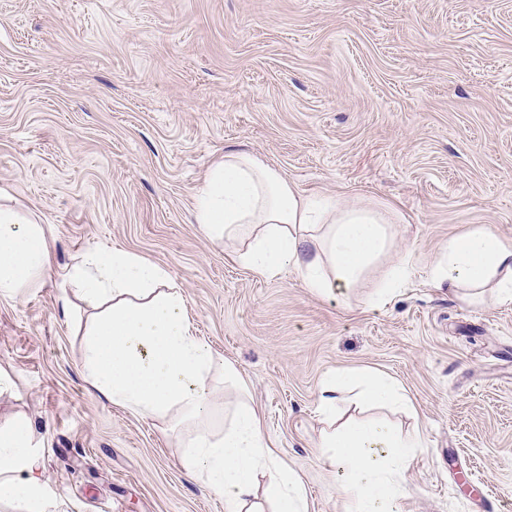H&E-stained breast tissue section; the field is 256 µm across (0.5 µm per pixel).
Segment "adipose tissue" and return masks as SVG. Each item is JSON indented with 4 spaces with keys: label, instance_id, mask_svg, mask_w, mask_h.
Segmentation results:
<instances>
[{
    "label": "adipose tissue",
    "instance_id": "obj_1",
    "mask_svg": "<svg viewBox=\"0 0 512 512\" xmlns=\"http://www.w3.org/2000/svg\"><path fill=\"white\" fill-rule=\"evenodd\" d=\"M195 221L214 240L234 247L251 271L274 278L295 273L313 293L354 287L391 246L390 225L400 214L372 204H343L298 191L278 170L253 155L229 150L209 168L196 195ZM50 267L44 225L0 208V296L22 299ZM434 282L453 292L490 287L498 302L512 301V242L482 227L449 240L431 265ZM91 311L85 327L83 368L90 387L131 413L164 418L177 413L192 427L175 450L182 470L224 500V512H308L305 488L284 472L262 420L239 400L222 434H215L213 372L239 385L236 369L196 335L182 294L160 265L115 249L89 251L64 274ZM387 407L404 403L388 377L343 369L328 377L318 405L332 419L346 390ZM322 447L342 479L345 512H402L405 473L423 445L378 420L328 427ZM0 502L16 512H57L43 478L41 446L29 421L0 428Z\"/></svg>",
    "mask_w": 512,
    "mask_h": 512
}]
</instances>
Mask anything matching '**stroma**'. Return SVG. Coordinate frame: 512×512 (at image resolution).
<instances>
[{"mask_svg": "<svg viewBox=\"0 0 512 512\" xmlns=\"http://www.w3.org/2000/svg\"><path fill=\"white\" fill-rule=\"evenodd\" d=\"M230 149L305 193L397 209L405 288L372 305L385 259L330 297L241 265L193 220ZM0 205L51 237L39 287L0 298V424L31 422L62 512H224L178 463L185 427L85 379L90 312L63 272L115 248L169 271L309 512L345 509L317 404L349 368L412 403L386 415L424 435L404 512H468L459 471L512 512V303L468 305L430 275L476 227L512 241V0H0Z\"/></svg>", "mask_w": 512, "mask_h": 512, "instance_id": "obj_1", "label": "stroma"}]
</instances>
